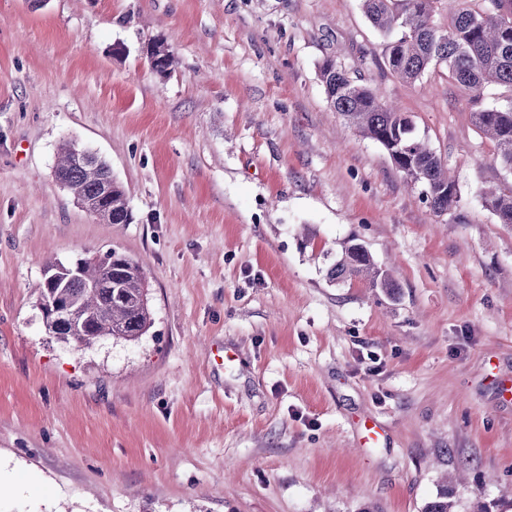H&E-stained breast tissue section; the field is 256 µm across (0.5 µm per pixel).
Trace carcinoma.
<instances>
[{"label":"carcinoma","mask_w":512,"mask_h":512,"mask_svg":"<svg viewBox=\"0 0 512 512\" xmlns=\"http://www.w3.org/2000/svg\"><path fill=\"white\" fill-rule=\"evenodd\" d=\"M361 0L362 10L386 39L387 63L397 77L416 82L437 68L447 70L448 82L470 94L475 125L493 143V160L512 172V0ZM448 10V26L434 17ZM159 73L167 75L175 55L165 40L153 43ZM331 111L360 136L381 145L406 185L439 215L456 210L461 195L448 172V164L417 132L414 121L386 101L369 84L360 83L334 60L319 67ZM490 85L508 88L505 103L485 106L482 92ZM72 141L57 150L54 174L91 214L111 224L129 223L124 186L112 178L108 164L88 151L77 158ZM483 206L501 224L512 226V185L482 187ZM103 261L86 262L77 271L55 262L48 266L39 286L40 298L54 299L66 312L62 320L45 324L48 335L77 349L91 348L106 334L114 340L135 342L153 327L149 284L140 266L117 250L104 252ZM329 279L368 281L394 296L398 284L378 267L365 246L353 237L328 268ZM454 488L445 483L424 512H457Z\"/></svg>","instance_id":"1"}]
</instances>
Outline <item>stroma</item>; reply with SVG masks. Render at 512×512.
<instances>
[{
	"mask_svg": "<svg viewBox=\"0 0 512 512\" xmlns=\"http://www.w3.org/2000/svg\"><path fill=\"white\" fill-rule=\"evenodd\" d=\"M166 38L176 64L144 53ZM326 59L448 160L436 215L331 112ZM98 153L132 220L55 180ZM445 69L407 83L360 0H0V512H423L444 475L512 512V183ZM358 238L390 296L331 282ZM115 249L154 325L83 351L50 338V261ZM479 196L483 206L499 223L512 226V185L504 187H481Z\"/></svg>",
	"mask_w": 512,
	"mask_h": 512,
	"instance_id": "35a3bbf8",
	"label": "stroma"
}]
</instances>
